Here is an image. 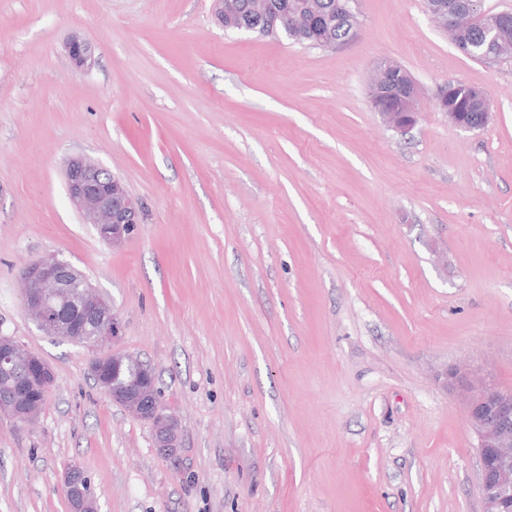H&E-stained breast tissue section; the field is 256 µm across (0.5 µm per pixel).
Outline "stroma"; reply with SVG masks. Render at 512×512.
<instances>
[{
  "label": "stroma",
  "mask_w": 512,
  "mask_h": 512,
  "mask_svg": "<svg viewBox=\"0 0 512 512\" xmlns=\"http://www.w3.org/2000/svg\"><path fill=\"white\" fill-rule=\"evenodd\" d=\"M358 13L314 48L227 32L214 0H0V335L55 374L35 420L0 413V512H70L74 463L102 512H481L465 403L436 375L512 389V60L465 57L425 0ZM383 59L418 88L405 138L368 102ZM448 79L484 89L485 128L436 109ZM75 156L141 202L121 245L71 201ZM41 256L119 313L174 456L30 320Z\"/></svg>",
  "instance_id": "stroma-1"
}]
</instances>
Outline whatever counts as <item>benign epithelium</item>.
Returning a JSON list of instances; mask_svg holds the SVG:
<instances>
[{
	"label": "benign epithelium",
	"instance_id": "1",
	"mask_svg": "<svg viewBox=\"0 0 512 512\" xmlns=\"http://www.w3.org/2000/svg\"><path fill=\"white\" fill-rule=\"evenodd\" d=\"M434 11L448 25L446 33L450 36L463 26L482 21L493 38L499 21L512 20L511 11L491 17L483 10H475L474 0H441ZM67 49L76 66H91L93 54L84 40L73 37ZM370 85L372 107L388 128L402 137L409 134L418 117L415 82L396 86L387 70L378 66ZM490 116L491 112H484L480 121L465 123L459 120L458 113H446L449 123L469 131L483 128ZM65 181L84 223L94 225L104 242L122 244L135 225L141 223V205L108 169L83 157L72 158L66 166ZM20 276L25 283L26 309L36 328L45 335L75 343L88 335L89 325H94L96 339L89 350L95 352L90 369L97 385L112 401L149 422L155 447L163 455L172 454L177 448L178 425L160 403L152 368L112 351V345L122 336V321L113 305L93 289L81 272L63 260L34 259L24 265ZM133 364L137 365L138 378L105 381L107 371L116 376L120 367ZM19 367L23 376L0 394V412L17 422L28 423L38 416L41 406L27 403L23 395L36 391L48 394L55 376L39 354L9 337H0V372L10 376ZM441 378L445 386L458 389L467 397V423L475 436L480 459L482 512H512V390L501 389L488 380L472 379L457 367L446 369ZM65 493L71 512H99L91 478L78 464L66 473Z\"/></svg>",
	"mask_w": 512,
	"mask_h": 512
}]
</instances>
